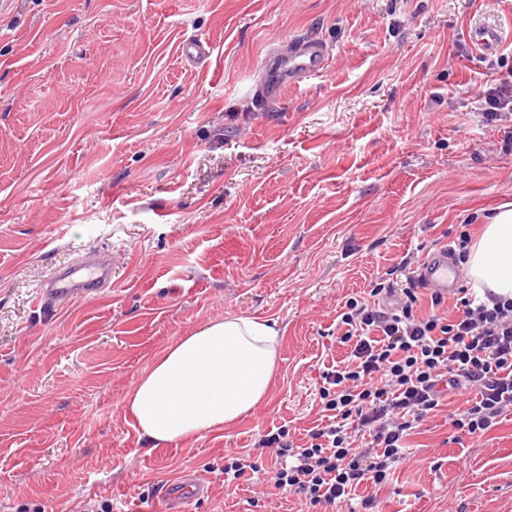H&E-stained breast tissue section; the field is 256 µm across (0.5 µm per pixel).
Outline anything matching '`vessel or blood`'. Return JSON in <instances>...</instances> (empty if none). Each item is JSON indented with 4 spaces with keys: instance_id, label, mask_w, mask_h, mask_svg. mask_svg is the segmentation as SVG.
<instances>
[{
    "instance_id": "b4317fda",
    "label": "vessel or blood",
    "mask_w": 512,
    "mask_h": 512,
    "mask_svg": "<svg viewBox=\"0 0 512 512\" xmlns=\"http://www.w3.org/2000/svg\"><path fill=\"white\" fill-rule=\"evenodd\" d=\"M467 37L479 50H494L504 39L502 25L487 18L470 26ZM329 50L320 38L307 37L289 41L265 58L267 77L259 85L261 99L280 97L285 90L298 89L321 76L328 68ZM423 286L448 295L457 292L464 274L453 263L447 248L433 253L419 271ZM112 286V259L101 251L79 253L42 282L36 293L38 305L54 311L64 305L104 294ZM207 481L200 477L179 476L162 481L158 488L157 512H185L191 499L206 495Z\"/></svg>"
}]
</instances>
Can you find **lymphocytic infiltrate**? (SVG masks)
I'll return each mask as SVG.
<instances>
[{"label":"lymphocytic infiltrate","instance_id":"f902f5d3","mask_svg":"<svg viewBox=\"0 0 512 512\" xmlns=\"http://www.w3.org/2000/svg\"><path fill=\"white\" fill-rule=\"evenodd\" d=\"M399 270L402 279L375 283L370 301L345 303L339 341L349 352L323 372L319 391L328 426L310 431L303 448L291 447L282 428L255 442L275 451V489L328 507L360 485H383L404 459L407 437L438 409L444 384L475 392L448 415L457 431L478 436L512 415V298L469 292L452 316L434 293L423 314L410 261Z\"/></svg>","mask_w":512,"mask_h":512}]
</instances>
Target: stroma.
I'll use <instances>...</instances> for the list:
<instances>
[{"mask_svg":"<svg viewBox=\"0 0 512 512\" xmlns=\"http://www.w3.org/2000/svg\"><path fill=\"white\" fill-rule=\"evenodd\" d=\"M512 0H0V512H145L164 478L207 477L188 512H324L224 458L321 425L338 316L512 203V143L480 90L512 75L466 31ZM308 36L326 74L254 96L265 55ZM208 59L185 60L186 38ZM112 256V289L35 306L49 271ZM228 316L278 321V372L249 417L148 448L124 398L155 356ZM451 392L376 512H512V416L456 431ZM248 459L251 457V454H247L244 456H229L224 458V485L230 487L232 484L236 483L238 479H240L246 472V469L257 472V466L253 463L247 462L244 458ZM226 458L227 462H226ZM248 463V464H247ZM256 470V471H255Z\"/></svg>","mask_w":512,"mask_h":512,"instance_id":"stroma-1","label":"stroma"}]
</instances>
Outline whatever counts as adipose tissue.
<instances>
[{"mask_svg":"<svg viewBox=\"0 0 512 512\" xmlns=\"http://www.w3.org/2000/svg\"><path fill=\"white\" fill-rule=\"evenodd\" d=\"M466 268L474 288L512 295V203L487 211ZM281 341L272 321L208 322L155 359L127 393L124 407L156 447L223 429L266 398Z\"/></svg>","mask_w":512,"mask_h":512,"instance_id":"obj_1","label":"adipose tissue"}]
</instances>
